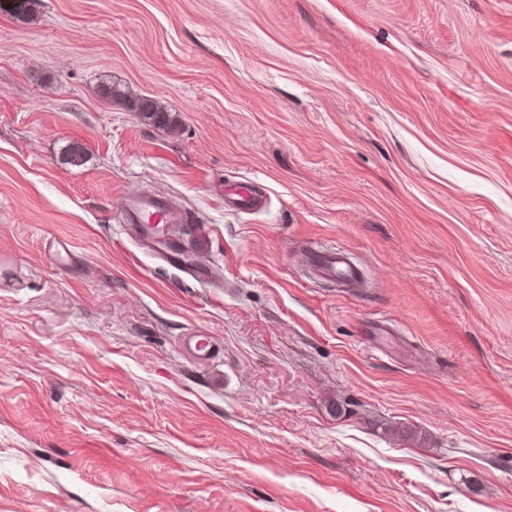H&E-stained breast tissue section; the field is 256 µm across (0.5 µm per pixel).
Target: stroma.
Instances as JSON below:
<instances>
[{"mask_svg": "<svg viewBox=\"0 0 512 512\" xmlns=\"http://www.w3.org/2000/svg\"><path fill=\"white\" fill-rule=\"evenodd\" d=\"M0 512H512V0L0 11ZM131 110L138 112L142 119L158 127H167L171 125L169 112L165 110L157 100L142 97L131 102ZM124 224H145L148 228H158L163 224L178 222L176 212L159 197L133 199L121 216ZM317 267L322 275L330 279L340 277L342 280H352L359 275L357 267L349 262L345 250L336 247L323 249L319 253Z\"/></svg>", "mask_w": 512, "mask_h": 512, "instance_id": "1", "label": "stroma"}]
</instances>
